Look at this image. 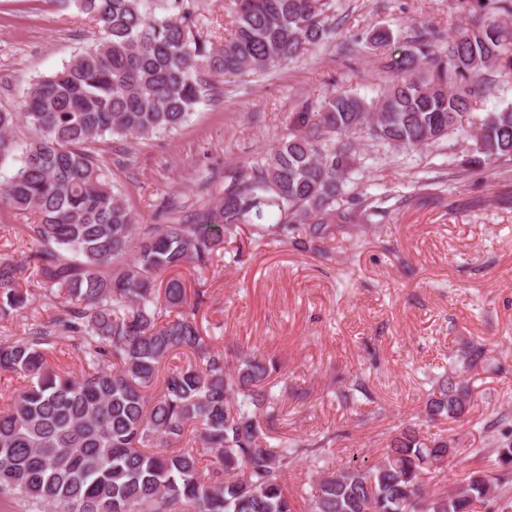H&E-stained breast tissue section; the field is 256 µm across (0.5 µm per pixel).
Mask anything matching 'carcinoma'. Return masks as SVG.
<instances>
[{"label":"carcinoma","instance_id":"cac0c4a2","mask_svg":"<svg viewBox=\"0 0 512 512\" xmlns=\"http://www.w3.org/2000/svg\"><path fill=\"white\" fill-rule=\"evenodd\" d=\"M72 2L93 22V43L35 80L18 110L0 109V165L14 132H30L0 204L38 218L26 225L25 267L65 311L0 340V371L23 382L0 410V499L27 512H297L285 476L299 457L319 467L332 437H274L276 362L252 353L230 365L196 319L206 291L188 296L180 270L210 269L241 224L257 246L289 239L331 260L325 239L383 213L354 188L349 136L418 149L461 134L473 99L512 79V0H469L481 23L448 38L424 28L374 101L338 94L297 113L288 140L220 187L201 182L208 202L166 224L137 223L93 145L175 129L219 83L304 56L335 34L332 0H234L220 44L197 29L196 0ZM472 124L475 164L512 161V104ZM25 267L0 254V319L29 304ZM62 342L79 350L80 372L49 359ZM177 351L192 359L164 368ZM488 361L481 343L462 351L435 378L426 416L464 415L458 377ZM189 433L201 448L183 446ZM452 451L406 427L376 465L318 472L307 512L512 508V472L423 493Z\"/></svg>","mask_w":512,"mask_h":512}]
</instances>
